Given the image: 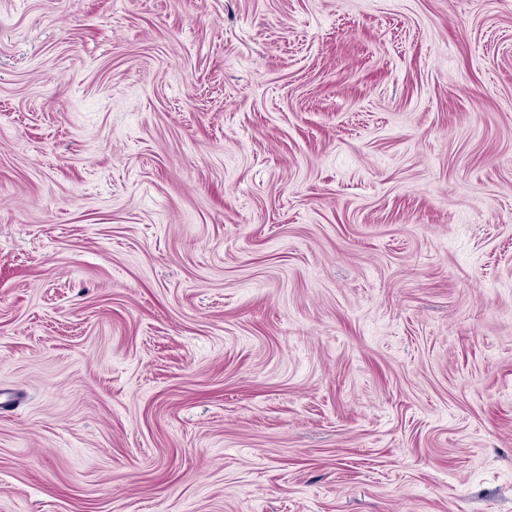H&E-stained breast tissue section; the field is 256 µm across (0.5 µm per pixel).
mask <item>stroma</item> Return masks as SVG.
I'll use <instances>...</instances> for the list:
<instances>
[{
	"mask_svg": "<svg viewBox=\"0 0 512 512\" xmlns=\"http://www.w3.org/2000/svg\"><path fill=\"white\" fill-rule=\"evenodd\" d=\"M0 512H512V0H0Z\"/></svg>",
	"mask_w": 512,
	"mask_h": 512,
	"instance_id": "1",
	"label": "stroma"
}]
</instances>
